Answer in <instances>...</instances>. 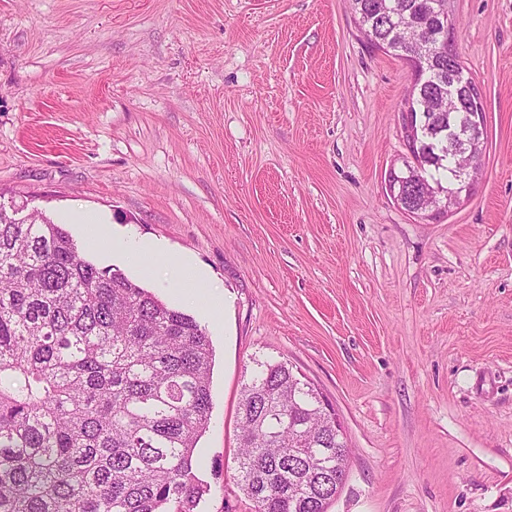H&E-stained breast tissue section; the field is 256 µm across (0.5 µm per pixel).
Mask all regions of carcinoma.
Masks as SVG:
<instances>
[{
  "instance_id": "obj_1",
  "label": "carcinoma",
  "mask_w": 512,
  "mask_h": 512,
  "mask_svg": "<svg viewBox=\"0 0 512 512\" xmlns=\"http://www.w3.org/2000/svg\"><path fill=\"white\" fill-rule=\"evenodd\" d=\"M451 0H352L370 44L410 62L420 169L396 181L407 211L457 187L448 56L422 49ZM212 341L124 272L80 255L43 214L0 206V512H194L208 491L194 451L209 426ZM236 482L254 512H326L351 450L336 412L288 361L241 390Z\"/></svg>"
}]
</instances>
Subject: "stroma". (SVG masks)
<instances>
[{
	"label": "stroma",
	"mask_w": 512,
	"mask_h": 512,
	"mask_svg": "<svg viewBox=\"0 0 512 512\" xmlns=\"http://www.w3.org/2000/svg\"><path fill=\"white\" fill-rule=\"evenodd\" d=\"M486 150L458 209L425 220L385 178L411 71L349 0H0V192L64 225L205 327L211 422L196 512H252L237 406L285 359L351 449L327 512H512V0H455ZM187 256L221 317L88 239Z\"/></svg>",
	"instance_id": "obj_1"
}]
</instances>
